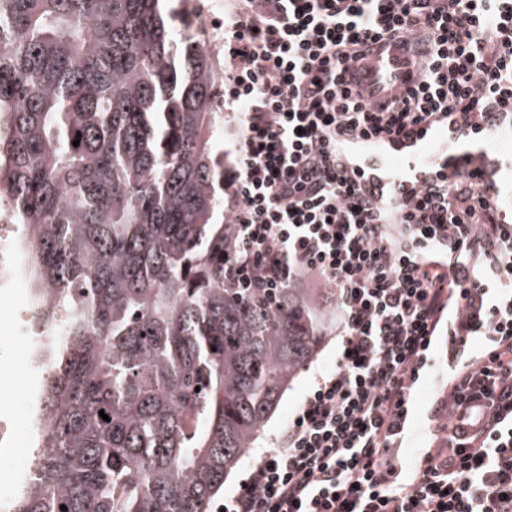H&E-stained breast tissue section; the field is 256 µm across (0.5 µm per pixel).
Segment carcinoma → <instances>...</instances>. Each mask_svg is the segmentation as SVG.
I'll use <instances>...</instances> for the list:
<instances>
[{
  "label": "carcinoma",
  "mask_w": 512,
  "mask_h": 512,
  "mask_svg": "<svg viewBox=\"0 0 512 512\" xmlns=\"http://www.w3.org/2000/svg\"><path fill=\"white\" fill-rule=\"evenodd\" d=\"M162 2L0 0V205L64 316L13 512H210L332 311L224 276L215 63Z\"/></svg>",
  "instance_id": "carcinoma-1"
}]
</instances>
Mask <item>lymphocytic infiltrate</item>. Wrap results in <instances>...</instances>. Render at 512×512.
<instances>
[{
    "label": "lymphocytic infiltrate",
    "mask_w": 512,
    "mask_h": 512,
    "mask_svg": "<svg viewBox=\"0 0 512 512\" xmlns=\"http://www.w3.org/2000/svg\"><path fill=\"white\" fill-rule=\"evenodd\" d=\"M385 34L430 44L396 109L363 103L350 63ZM229 275L320 281L339 352L224 512H512V217L488 165L451 153L383 197L336 141L403 139L447 115L454 139L512 119V0H235L224 16ZM483 337L478 355L469 339ZM453 369L406 470L418 373L440 339Z\"/></svg>",
    "instance_id": "lymphocytic-infiltrate-1"
}]
</instances>
